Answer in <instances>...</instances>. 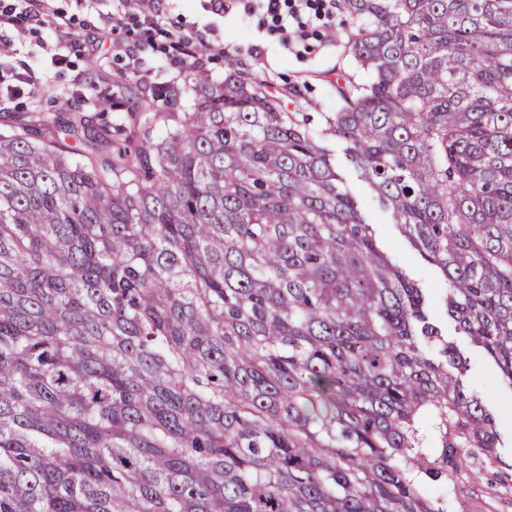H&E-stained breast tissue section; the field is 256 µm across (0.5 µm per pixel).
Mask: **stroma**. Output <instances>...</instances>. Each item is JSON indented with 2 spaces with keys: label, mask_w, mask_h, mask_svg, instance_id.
<instances>
[{
  "label": "stroma",
  "mask_w": 512,
  "mask_h": 512,
  "mask_svg": "<svg viewBox=\"0 0 512 512\" xmlns=\"http://www.w3.org/2000/svg\"><path fill=\"white\" fill-rule=\"evenodd\" d=\"M245 3L246 0H226L224 18L216 22L202 9L199 0H161L160 33L142 60V69L148 70L156 83L177 80V71L166 58L162 30L205 28L209 31V41L224 47L223 56L205 62L204 70L210 78L223 80L225 72L231 69L261 78L270 90L287 91L283 104L288 111L310 113L313 127L322 128L323 113L335 111L338 106L337 78L354 70L347 44L353 28L351 18L340 9L330 19L313 20L304 40L291 44L282 39L270 18L248 10ZM50 8L71 17L75 27L91 36L103 28L110 29L117 40L131 41L144 36L142 28L118 14L114 0H99L91 12L80 6L78 0H51ZM50 40L46 30L26 32L16 41L14 52L6 62L17 68L55 71V91L65 92L67 101H55V92L21 97L9 111L0 112V130L28 124L40 113L84 111L85 100L97 99L105 91L111 92L115 101L108 111L113 126L130 127V116L137 110V99L143 88L136 75L127 73L126 61L113 57L111 48L105 47L97 62H89L76 52L66 64L55 67L43 49ZM121 71L125 72V79L113 84L112 74ZM325 146L394 261L433 297H440L446 286L443 277L416 256L400 229L392 223L360 171L348 162L345 142L329 138ZM436 316L444 334L470 359V369L464 376L466 385L497 406L498 430L504 443L493 462L479 449H463L464 467L448 475V512H512V388L499 380L492 365L475 356L466 337L456 333L444 311H437Z\"/></svg>",
  "instance_id": "1"
}]
</instances>
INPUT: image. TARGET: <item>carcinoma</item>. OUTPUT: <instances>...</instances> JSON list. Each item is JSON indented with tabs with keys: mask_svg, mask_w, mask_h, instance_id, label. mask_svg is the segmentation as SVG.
<instances>
[{
	"mask_svg": "<svg viewBox=\"0 0 512 512\" xmlns=\"http://www.w3.org/2000/svg\"><path fill=\"white\" fill-rule=\"evenodd\" d=\"M344 4L368 80L319 132L201 69L120 140L0 131V512H448L458 449L497 455L324 139L512 388V0Z\"/></svg>",
	"mask_w": 512,
	"mask_h": 512,
	"instance_id": "cac0c4a2",
	"label": "carcinoma"
}]
</instances>
